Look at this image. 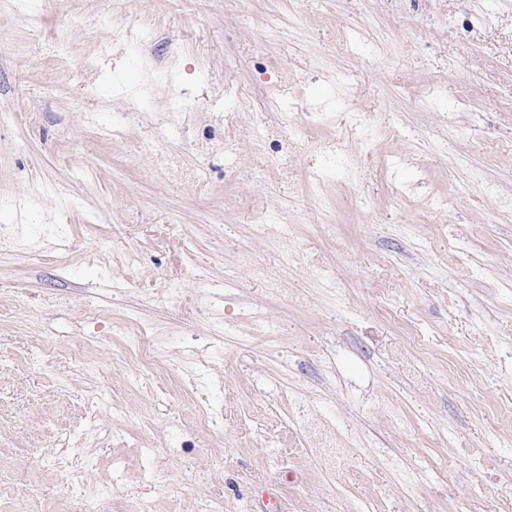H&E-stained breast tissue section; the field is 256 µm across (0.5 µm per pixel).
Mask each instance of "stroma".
<instances>
[{"label": "stroma", "mask_w": 512, "mask_h": 512, "mask_svg": "<svg viewBox=\"0 0 512 512\" xmlns=\"http://www.w3.org/2000/svg\"><path fill=\"white\" fill-rule=\"evenodd\" d=\"M26 8L0 512H512V0Z\"/></svg>", "instance_id": "obj_1"}]
</instances>
